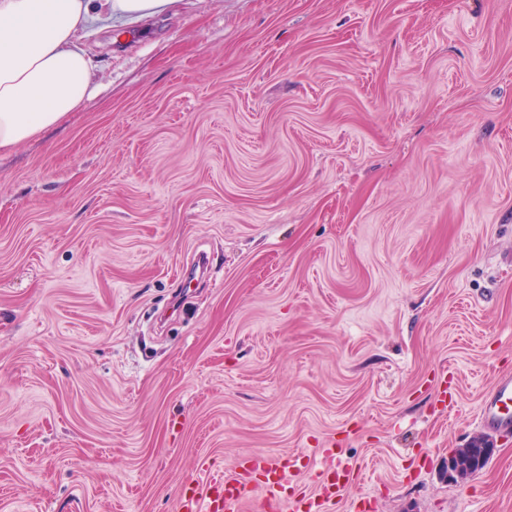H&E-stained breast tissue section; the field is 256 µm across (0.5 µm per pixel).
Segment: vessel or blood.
<instances>
[{
	"label": "vessel or blood",
	"mask_w": 512,
	"mask_h": 512,
	"mask_svg": "<svg viewBox=\"0 0 512 512\" xmlns=\"http://www.w3.org/2000/svg\"><path fill=\"white\" fill-rule=\"evenodd\" d=\"M480 420L492 433L512 429V377L498 378L481 402ZM351 470L340 464L324 470L308 454L239 458L231 472L192 481L181 512H245L262 499L266 512H329L330 503L349 486Z\"/></svg>",
	"instance_id": "obj_1"
}]
</instances>
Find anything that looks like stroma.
<instances>
[{
  "label": "stroma",
  "instance_id": "obj_1",
  "mask_svg": "<svg viewBox=\"0 0 512 512\" xmlns=\"http://www.w3.org/2000/svg\"><path fill=\"white\" fill-rule=\"evenodd\" d=\"M80 43L90 98L0 151V512H178L330 444L331 512H512V430L448 470L512 376V0H173ZM483 440L482 437L475 439L469 448H458L455 450L451 460L454 464L452 470L455 471L458 466L460 467L459 473L456 475L457 478H467L485 468L490 457L479 466V460L483 451V448H481Z\"/></svg>",
  "mask_w": 512,
  "mask_h": 512
}]
</instances>
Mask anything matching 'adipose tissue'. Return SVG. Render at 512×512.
Returning <instances> with one entry per match:
<instances>
[{"label":"adipose tissue","mask_w":512,"mask_h":512,"mask_svg":"<svg viewBox=\"0 0 512 512\" xmlns=\"http://www.w3.org/2000/svg\"><path fill=\"white\" fill-rule=\"evenodd\" d=\"M168 0H0V150L58 126L89 98L79 33L94 8L146 16Z\"/></svg>","instance_id":"1"}]
</instances>
